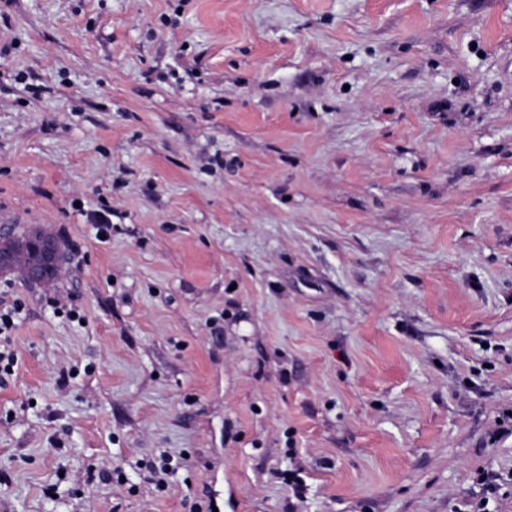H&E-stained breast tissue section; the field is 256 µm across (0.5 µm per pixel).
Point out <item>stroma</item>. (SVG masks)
Here are the masks:
<instances>
[{"mask_svg":"<svg viewBox=\"0 0 512 512\" xmlns=\"http://www.w3.org/2000/svg\"><path fill=\"white\" fill-rule=\"evenodd\" d=\"M7 222L0 512H512V0H0ZM42 241L43 243L32 242L30 245L31 249L39 254L40 259L29 266L27 273L29 285L41 284L51 272L61 275L68 265L66 251L56 239Z\"/></svg>","mask_w":512,"mask_h":512,"instance_id":"1","label":"stroma"}]
</instances>
